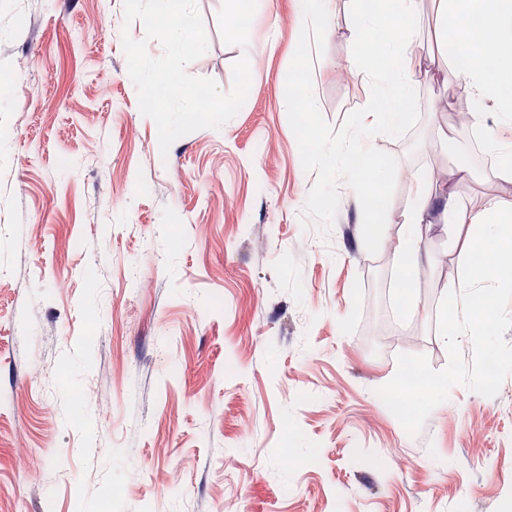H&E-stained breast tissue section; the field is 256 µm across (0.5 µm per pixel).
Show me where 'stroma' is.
Wrapping results in <instances>:
<instances>
[{"mask_svg":"<svg viewBox=\"0 0 512 512\" xmlns=\"http://www.w3.org/2000/svg\"><path fill=\"white\" fill-rule=\"evenodd\" d=\"M208 49L191 75L238 113L160 153L122 48L123 0H0V502L17 512H512V376L453 387L417 435L377 395L401 353L447 363L437 330L469 225L420 227L426 281L393 286L417 182L458 206L503 194L474 163L465 77L421 83L374 228L362 168L335 162L372 79L353 58L360 0L316 34L298 0H197ZM25 71L17 85V71ZM318 102L311 142L282 107ZM456 132L437 144L438 127ZM121 496H114L115 488ZM286 106L295 112H304L306 114L316 112L318 109L317 101L310 93L308 87H300V84L295 85L292 89L286 101Z\"/></svg>","mask_w":512,"mask_h":512,"instance_id":"obj_1","label":"stroma"}]
</instances>
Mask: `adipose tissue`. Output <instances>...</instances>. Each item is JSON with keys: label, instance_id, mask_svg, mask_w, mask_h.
Instances as JSON below:
<instances>
[{"label": "adipose tissue", "instance_id": "1", "mask_svg": "<svg viewBox=\"0 0 512 512\" xmlns=\"http://www.w3.org/2000/svg\"><path fill=\"white\" fill-rule=\"evenodd\" d=\"M418 0H376L373 11L354 12L349 23L356 60L376 85V94L358 118L352 137L337 154L344 161L366 160L370 154L368 133L382 127L391 136L400 135L405 124V106L411 102L421 79L447 72L451 59L464 63L467 96L475 107L470 120H477L482 105L512 113V98L501 92V83L512 77V0H438V20L449 47L447 54L424 57L414 44L418 37ZM498 53L500 65L489 69L490 53ZM406 217L396 254V272L404 289L401 299L411 303L409 287L422 256L418 224L426 220L434 197L433 187L420 183ZM443 210L453 224H470L476 229L473 246L497 251L512 238V199L503 198L478 211L460 210L446 200Z\"/></svg>", "mask_w": 512, "mask_h": 512}]
</instances>
